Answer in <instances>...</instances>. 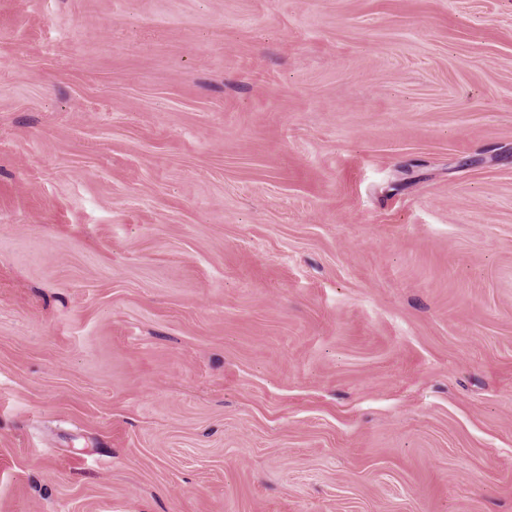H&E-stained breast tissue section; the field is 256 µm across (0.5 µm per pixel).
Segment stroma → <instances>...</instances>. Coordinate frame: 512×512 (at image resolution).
Returning a JSON list of instances; mask_svg holds the SVG:
<instances>
[{"mask_svg": "<svg viewBox=\"0 0 512 512\" xmlns=\"http://www.w3.org/2000/svg\"><path fill=\"white\" fill-rule=\"evenodd\" d=\"M0 512H512V0H0Z\"/></svg>", "mask_w": 512, "mask_h": 512, "instance_id": "obj_1", "label": "stroma"}]
</instances>
